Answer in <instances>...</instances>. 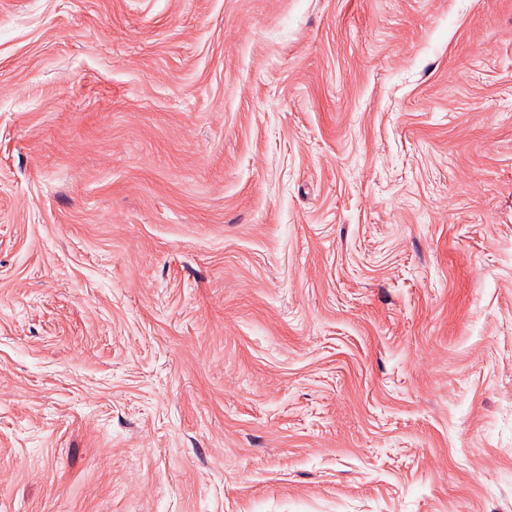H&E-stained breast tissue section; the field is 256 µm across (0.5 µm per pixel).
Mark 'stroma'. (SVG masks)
<instances>
[{
	"instance_id": "1",
	"label": "stroma",
	"mask_w": 512,
	"mask_h": 512,
	"mask_svg": "<svg viewBox=\"0 0 512 512\" xmlns=\"http://www.w3.org/2000/svg\"><path fill=\"white\" fill-rule=\"evenodd\" d=\"M0 512H512V0H0Z\"/></svg>"
}]
</instances>
